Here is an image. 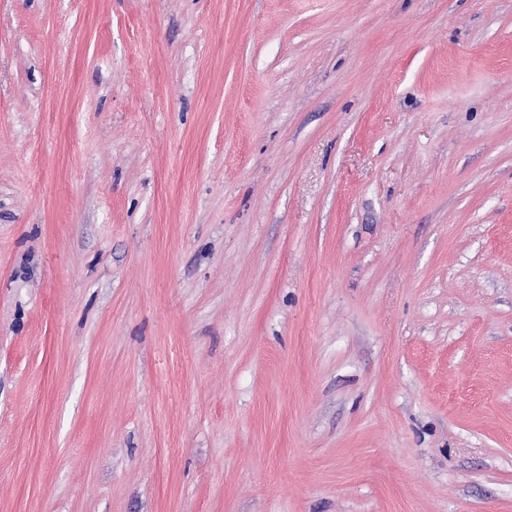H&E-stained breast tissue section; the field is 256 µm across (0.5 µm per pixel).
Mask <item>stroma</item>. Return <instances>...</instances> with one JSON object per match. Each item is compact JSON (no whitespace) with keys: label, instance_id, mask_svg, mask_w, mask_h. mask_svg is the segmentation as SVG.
<instances>
[{"label":"stroma","instance_id":"obj_1","mask_svg":"<svg viewBox=\"0 0 512 512\" xmlns=\"http://www.w3.org/2000/svg\"><path fill=\"white\" fill-rule=\"evenodd\" d=\"M0 512H512V0H0Z\"/></svg>","mask_w":512,"mask_h":512}]
</instances>
